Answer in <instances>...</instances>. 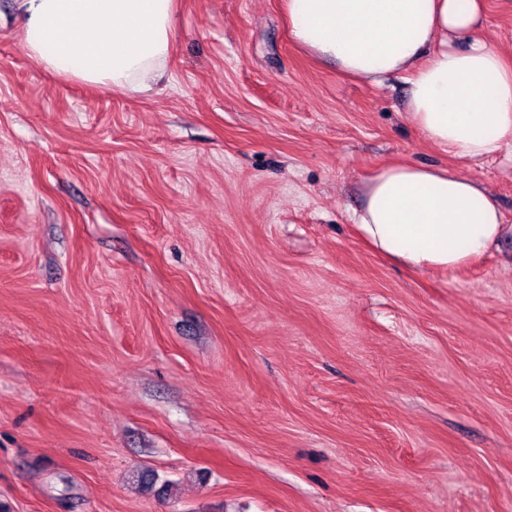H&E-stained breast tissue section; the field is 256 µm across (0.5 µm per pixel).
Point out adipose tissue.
<instances>
[{
    "instance_id": "adipose-tissue-1",
    "label": "adipose tissue",
    "mask_w": 512,
    "mask_h": 512,
    "mask_svg": "<svg viewBox=\"0 0 512 512\" xmlns=\"http://www.w3.org/2000/svg\"><path fill=\"white\" fill-rule=\"evenodd\" d=\"M288 34L343 74L402 77L408 116L429 141L477 163L512 154V64L479 37L478 0H284ZM30 57L57 76L129 94L167 79L175 0H21ZM353 221L380 253L447 272L503 231L497 201L474 179L416 163L370 177Z\"/></svg>"
}]
</instances>
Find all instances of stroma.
Wrapping results in <instances>:
<instances>
[{
	"label": "stroma",
	"mask_w": 512,
	"mask_h": 512,
	"mask_svg": "<svg viewBox=\"0 0 512 512\" xmlns=\"http://www.w3.org/2000/svg\"><path fill=\"white\" fill-rule=\"evenodd\" d=\"M168 81L33 60L0 0V501L11 512H512V156L343 76L283 0H176ZM479 34L512 52V0ZM508 231L416 272L353 222L386 164Z\"/></svg>",
	"instance_id": "1"
}]
</instances>
